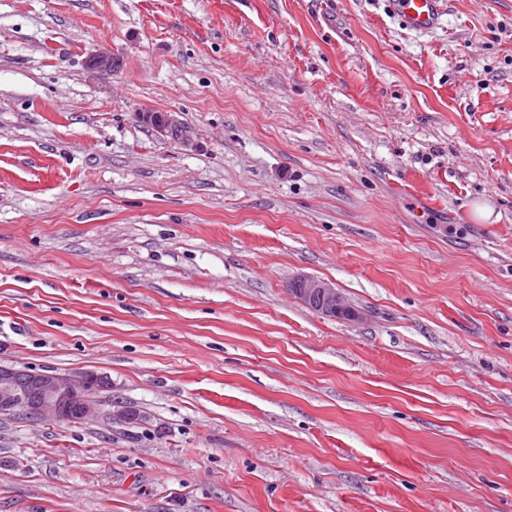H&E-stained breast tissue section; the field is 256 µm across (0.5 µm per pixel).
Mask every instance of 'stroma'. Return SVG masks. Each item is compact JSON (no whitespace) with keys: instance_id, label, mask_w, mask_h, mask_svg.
I'll return each instance as SVG.
<instances>
[{"instance_id":"obj_1","label":"stroma","mask_w":512,"mask_h":512,"mask_svg":"<svg viewBox=\"0 0 512 512\" xmlns=\"http://www.w3.org/2000/svg\"><path fill=\"white\" fill-rule=\"evenodd\" d=\"M445 8L0 0V365L148 416L0 417V512H512V0ZM394 12L407 29L426 33L436 28L440 19L441 0H390ZM88 66L99 75H107L117 70L121 66V62L109 52L100 49L89 55ZM175 112H142L138 118L150 125L163 139L173 144L189 145L192 141V130L186 126ZM290 292L305 305L326 316L342 313L348 319H359V313L349 306L333 283L311 276H298L290 282Z\"/></svg>"}]
</instances>
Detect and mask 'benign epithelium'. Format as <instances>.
<instances>
[{
    "label": "benign epithelium",
    "mask_w": 512,
    "mask_h": 512,
    "mask_svg": "<svg viewBox=\"0 0 512 512\" xmlns=\"http://www.w3.org/2000/svg\"><path fill=\"white\" fill-rule=\"evenodd\" d=\"M89 68L107 75L121 66L120 59L105 50L89 55ZM141 122L150 125L159 135L173 144L188 145L192 130L174 112H140ZM290 292L305 305L326 316L341 313L348 319L359 318L333 283L311 276H298L290 282ZM108 377L94 372L77 375L55 372H30L10 366H0V415L24 417L33 422L59 421L63 407L74 405L83 421L108 418L128 424H142L148 416L143 411L116 405L103 409L97 394L110 388Z\"/></svg>",
    "instance_id": "1"
}]
</instances>
